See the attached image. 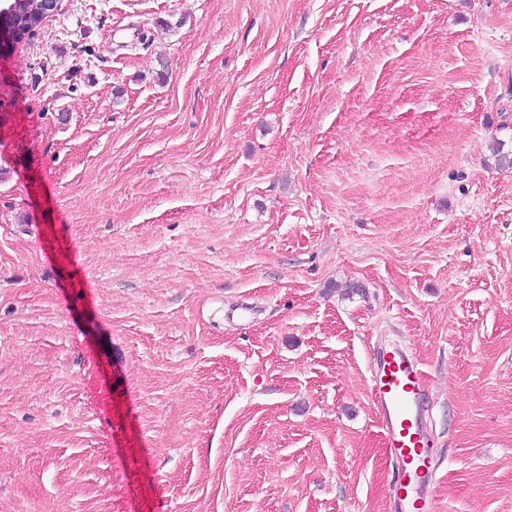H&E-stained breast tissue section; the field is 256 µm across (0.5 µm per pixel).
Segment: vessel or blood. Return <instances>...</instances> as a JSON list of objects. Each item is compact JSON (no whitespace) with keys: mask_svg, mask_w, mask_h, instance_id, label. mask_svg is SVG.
Listing matches in <instances>:
<instances>
[{"mask_svg":"<svg viewBox=\"0 0 512 512\" xmlns=\"http://www.w3.org/2000/svg\"><path fill=\"white\" fill-rule=\"evenodd\" d=\"M424 375L405 347L378 348L371 365V399L396 468L399 512H435L434 440L423 405Z\"/></svg>","mask_w":512,"mask_h":512,"instance_id":"obj_1","label":"vessel or blood"}]
</instances>
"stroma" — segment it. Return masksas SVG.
Wrapping results in <instances>:
<instances>
[{
	"label": "stroma",
	"instance_id": "1",
	"mask_svg": "<svg viewBox=\"0 0 512 512\" xmlns=\"http://www.w3.org/2000/svg\"><path fill=\"white\" fill-rule=\"evenodd\" d=\"M498 141L512 0H60L0 57V512H392L390 341L437 512H512ZM371 399L396 468L393 493L399 512H436L434 440L423 405L424 375L405 347H379L371 365Z\"/></svg>",
	"mask_w": 512,
	"mask_h": 512
}]
</instances>
